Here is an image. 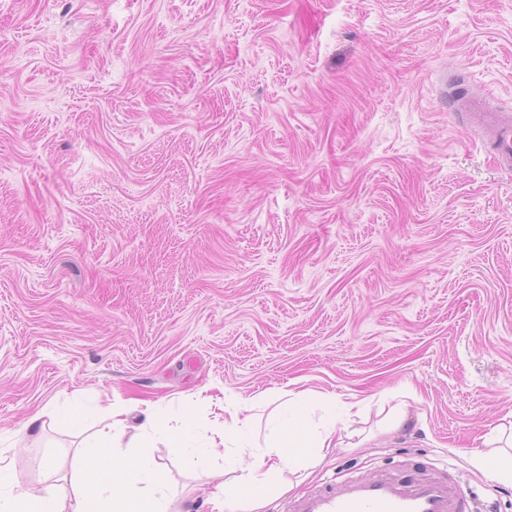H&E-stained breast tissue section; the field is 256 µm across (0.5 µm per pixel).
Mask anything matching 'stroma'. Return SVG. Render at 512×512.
<instances>
[{"mask_svg":"<svg viewBox=\"0 0 512 512\" xmlns=\"http://www.w3.org/2000/svg\"><path fill=\"white\" fill-rule=\"evenodd\" d=\"M512 113V0H0V448L19 489L112 432L166 492L265 445L269 390H313L309 434L357 397L364 429L269 506L323 483L449 475L512 426V168L454 114ZM247 427L191 471L194 412ZM38 435L18 429L36 411ZM77 425H68V418ZM187 407L186 423L175 433H170L172 437V446L176 451L183 453L188 466L194 470H205L211 457L218 454L220 447L224 445L229 437L238 433L246 427L249 422L248 416H241L250 410L248 404L238 407L229 412V416H224V423L213 432L209 445L205 448H196L194 444L193 428L190 423V410ZM219 439V440H218Z\"/></svg>","mask_w":512,"mask_h":512,"instance_id":"35a3bbf8","label":"stroma"}]
</instances>
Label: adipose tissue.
Returning a JSON list of instances; mask_svg holds the SVG:
<instances>
[{"label":"adipose tissue","mask_w":512,"mask_h":512,"mask_svg":"<svg viewBox=\"0 0 512 512\" xmlns=\"http://www.w3.org/2000/svg\"><path fill=\"white\" fill-rule=\"evenodd\" d=\"M287 399L288 412L283 421L271 428L266 445L253 449L252 462L240 475L215 484L209 499L211 512H265L272 497L263 485L278 478V491L292 488L291 474L305 464H316L337 448L341 435L335 419H328L315 438L305 432L302 408L310 393L274 391L267 401ZM248 416L231 411L214 432L207 447L194 445L191 425L185 424L172 435L173 448L183 453L188 466L203 470L211 457L229 437L246 427ZM65 479L72 487L70 495L13 493L0 489V512H189L178 507L175 496L160 492L159 465L146 443L135 441L122 454L100 449H75L65 465Z\"/></svg>","instance_id":"1"}]
</instances>
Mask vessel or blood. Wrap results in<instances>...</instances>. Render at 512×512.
<instances>
[{
  "instance_id": "1",
  "label": "vessel or blood",
  "mask_w": 512,
  "mask_h": 512,
  "mask_svg": "<svg viewBox=\"0 0 512 512\" xmlns=\"http://www.w3.org/2000/svg\"><path fill=\"white\" fill-rule=\"evenodd\" d=\"M480 121L499 165L512 167V118L486 109ZM473 500L456 479L433 476L420 480L380 474L352 479L342 487L326 486L284 502L281 512H473Z\"/></svg>"
}]
</instances>
